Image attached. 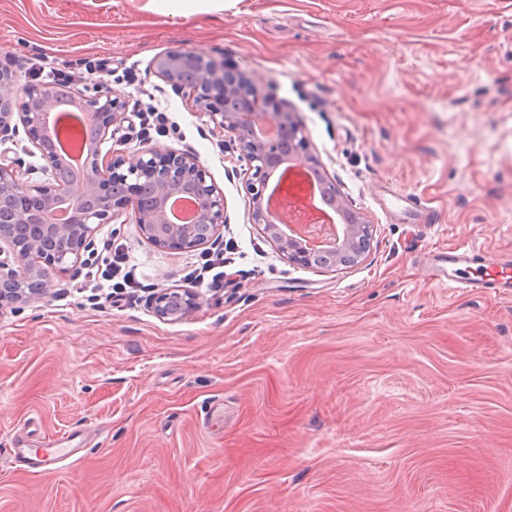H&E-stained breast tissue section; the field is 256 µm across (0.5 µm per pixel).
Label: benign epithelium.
I'll return each instance as SVG.
<instances>
[{
    "mask_svg": "<svg viewBox=\"0 0 512 512\" xmlns=\"http://www.w3.org/2000/svg\"><path fill=\"white\" fill-rule=\"evenodd\" d=\"M148 73L188 92L196 110L205 114L215 129L234 136L240 157L248 166L245 189L252 223L289 263L305 268L316 265L317 252L303 239H321L318 227L325 217L315 214L306 232L288 222L284 232L266 202L269 170L282 161L295 162L327 178L293 110L224 62L207 60L196 49H168L153 59ZM59 102L56 88L46 84L21 88L11 72L0 68V104L7 107L0 113V134L9 131L6 119L17 116L44 161L42 179L30 182L23 180L17 159L0 155V253L7 248L17 260L14 265L0 260V311L26 298L25 284L29 281L40 282L36 294H48L53 287L50 271L76 266L91 250L96 226L110 224L127 212L152 245L171 251L187 252L212 243L227 223L224 195L198 157L178 149L146 148L130 154L114 148L102 153L101 145L114 136L128 115V103L113 96L107 85L93 96L76 90L70 94V102L79 108L82 118L96 128L81 192L96 197L98 204L85 205L84 197L70 192L62 180L64 161L49 148V118L56 115ZM173 194L194 199V223L172 224L167 220L165 203ZM280 195L309 199L303 183L290 175L281 185ZM335 198L339 210L349 213L350 220L343 243L330 251L333 259L355 244L362 230H371L362 216L351 211L342 194ZM61 212L70 213V219L59 221ZM151 305L158 317L176 322L198 307L199 297L189 290L167 289L155 294Z\"/></svg>",
    "mask_w": 512,
    "mask_h": 512,
    "instance_id": "7a95c632",
    "label": "benign epithelium"
}]
</instances>
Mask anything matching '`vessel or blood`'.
Here are the masks:
<instances>
[{"label":"vessel or blood","instance_id":"vessel-or-blood-1","mask_svg":"<svg viewBox=\"0 0 512 512\" xmlns=\"http://www.w3.org/2000/svg\"><path fill=\"white\" fill-rule=\"evenodd\" d=\"M398 211L404 218L426 224L436 223L438 217L432 210L426 209L409 196H398ZM458 264L476 266L478 274L465 278L456 273L442 274L440 264ZM428 265L436 269L435 281L438 285L458 293L488 292L507 296L512 291V254H501L474 247L468 243H459L449 247L447 253L436 254L429 258ZM85 450L78 443L76 434H69L61 440L47 439L39 448H28L17 444L14 457L31 469L49 468L52 470L81 460Z\"/></svg>","mask_w":512,"mask_h":512}]
</instances>
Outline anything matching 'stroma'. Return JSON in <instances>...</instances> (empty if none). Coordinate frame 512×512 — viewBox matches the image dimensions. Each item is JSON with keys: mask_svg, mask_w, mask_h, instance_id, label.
<instances>
[{"mask_svg": "<svg viewBox=\"0 0 512 512\" xmlns=\"http://www.w3.org/2000/svg\"><path fill=\"white\" fill-rule=\"evenodd\" d=\"M197 49L295 112L372 226L359 263L302 268L252 224L232 135L147 72ZM38 49L102 59L114 96L170 112L224 194L222 288L168 322L199 251L123 242L137 301L92 304L84 267L0 310V512H512V297L437 287L428 256L512 253V0H238L172 16L144 0H0V65L32 83ZM398 192L436 210L404 224ZM75 465L12 461L68 431ZM199 297L185 289H167L151 299L154 313L163 320L176 322L188 316L199 305Z\"/></svg>", "mask_w": 512, "mask_h": 512, "instance_id": "stroma-1", "label": "stroma"}]
</instances>
